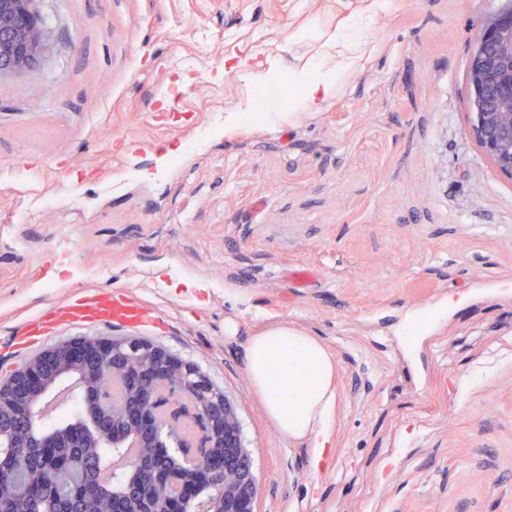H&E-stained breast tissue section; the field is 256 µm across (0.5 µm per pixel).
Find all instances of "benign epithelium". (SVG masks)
<instances>
[{"label": "benign epithelium", "mask_w": 512, "mask_h": 512, "mask_svg": "<svg viewBox=\"0 0 512 512\" xmlns=\"http://www.w3.org/2000/svg\"><path fill=\"white\" fill-rule=\"evenodd\" d=\"M38 0H0V76L34 65L49 32ZM469 134L499 172L512 177V7L488 20L467 72ZM77 389L86 417L60 435L48 427L53 397ZM21 420V441L0 423V479L21 470L18 448L60 450L91 440L109 447L119 481L113 512L144 485L158 490L165 512H253L257 481L236 404L195 366L136 338L84 336L42 350L0 374V413ZM44 493L62 512H95L92 496L54 486Z\"/></svg>", "instance_id": "1"}]
</instances>
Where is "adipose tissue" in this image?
Segmentation results:
<instances>
[{
  "label": "adipose tissue",
  "instance_id": "ef3b65f1",
  "mask_svg": "<svg viewBox=\"0 0 512 512\" xmlns=\"http://www.w3.org/2000/svg\"><path fill=\"white\" fill-rule=\"evenodd\" d=\"M244 357L252 386L281 433L322 451L329 448L337 362L326 344L306 331L278 323L253 334Z\"/></svg>",
  "mask_w": 512,
  "mask_h": 512
}]
</instances>
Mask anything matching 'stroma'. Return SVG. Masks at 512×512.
I'll return each instance as SVG.
<instances>
[{
  "label": "stroma",
  "mask_w": 512,
  "mask_h": 512,
  "mask_svg": "<svg viewBox=\"0 0 512 512\" xmlns=\"http://www.w3.org/2000/svg\"><path fill=\"white\" fill-rule=\"evenodd\" d=\"M504 5L40 0L46 53L0 79V362L96 335L197 365L237 406L255 512H512V178L469 135L466 87ZM343 55L319 107L250 120L261 89ZM96 288L153 320L16 348ZM283 322L338 364L318 467L244 360Z\"/></svg>",
  "instance_id": "stroma-1"
}]
</instances>
